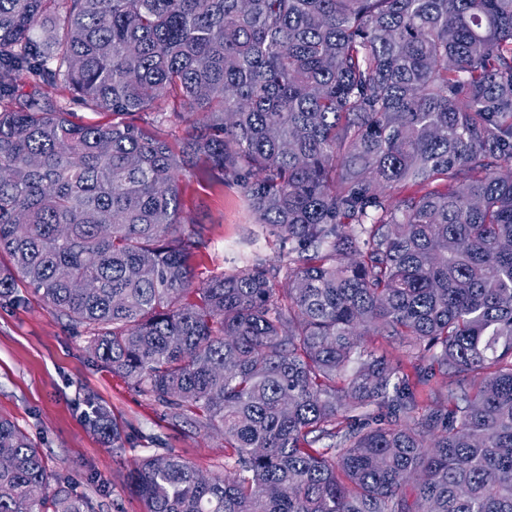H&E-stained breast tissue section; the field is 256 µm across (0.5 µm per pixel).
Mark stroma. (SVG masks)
Returning <instances> with one entry per match:
<instances>
[{"instance_id": "stroma-1", "label": "stroma", "mask_w": 512, "mask_h": 512, "mask_svg": "<svg viewBox=\"0 0 512 512\" xmlns=\"http://www.w3.org/2000/svg\"><path fill=\"white\" fill-rule=\"evenodd\" d=\"M186 183L187 211L208 241L191 260L193 287L247 260L279 265L275 236L255 223L236 190L202 171ZM21 294V304L0 302V415L42 448L51 473L69 474L70 490L88 512H142L125 487L126 474L135 459L160 448L204 475L224 476L223 436L165 422L152 401L96 361L87 338L69 330L40 295L27 288ZM89 397L123 427L122 447L86 422Z\"/></svg>"}]
</instances>
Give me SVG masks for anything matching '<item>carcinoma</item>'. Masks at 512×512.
Returning <instances> with one entry per match:
<instances>
[{
  "label": "carcinoma",
  "mask_w": 512,
  "mask_h": 512,
  "mask_svg": "<svg viewBox=\"0 0 512 512\" xmlns=\"http://www.w3.org/2000/svg\"><path fill=\"white\" fill-rule=\"evenodd\" d=\"M170 101L204 115L176 146ZM198 164L288 246V303L262 262L191 287ZM510 165L512 0H0V300L224 436V479L135 461L143 512H512ZM1 460L0 512H84L4 416ZM48 94L50 98L57 101L59 104L66 106L69 112H73L76 121L83 123L87 122H107L112 116L104 113L95 112L83 105L74 103L71 97L67 93H62L56 90H49ZM151 115L150 122L157 126V130L169 139L180 138L185 135L188 123L183 117L173 114L170 108H167L163 114ZM154 120V121H151ZM365 347L368 351H374L377 355H386L394 362L400 361L407 371L411 370V363L414 358L405 356L398 348V345L384 336L371 335L365 337Z\"/></svg>",
  "instance_id": "obj_1"
}]
</instances>
